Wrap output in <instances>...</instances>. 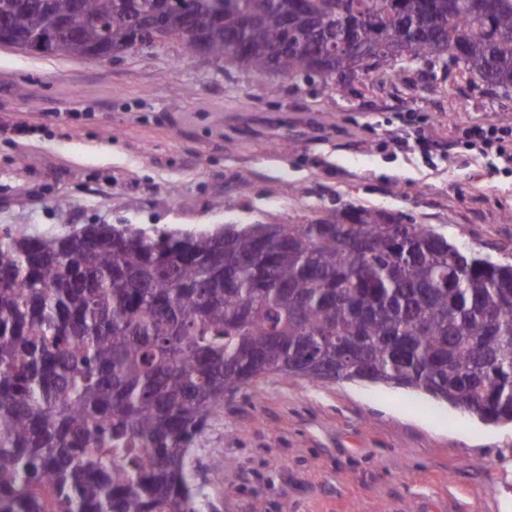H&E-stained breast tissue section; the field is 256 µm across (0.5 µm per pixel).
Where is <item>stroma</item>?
<instances>
[{"label":"stroma","mask_w":512,"mask_h":512,"mask_svg":"<svg viewBox=\"0 0 512 512\" xmlns=\"http://www.w3.org/2000/svg\"><path fill=\"white\" fill-rule=\"evenodd\" d=\"M512 96L455 65L283 79L172 41L99 62L0 46V229L299 224L347 205L512 263ZM432 148L399 146L401 130ZM217 512H512V425L376 385L259 377L196 450ZM467 137L471 148L476 151H495L503 155L509 151L507 145H504V138L498 135L493 126L473 127L468 131ZM506 157L508 160H512L511 151Z\"/></svg>","instance_id":"obj_1"}]
</instances>
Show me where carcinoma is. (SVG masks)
I'll use <instances>...</instances> for the list:
<instances>
[{
  "mask_svg": "<svg viewBox=\"0 0 512 512\" xmlns=\"http://www.w3.org/2000/svg\"><path fill=\"white\" fill-rule=\"evenodd\" d=\"M282 78L448 60L512 88V0H0L43 56L119 53L151 15ZM346 42L330 54L327 42ZM265 374L423 393L512 424V264L357 208L146 237L131 224L0 237V512H202L196 442Z\"/></svg>",
  "mask_w": 512,
  "mask_h": 512,
  "instance_id": "1",
  "label": "carcinoma"
}]
</instances>
